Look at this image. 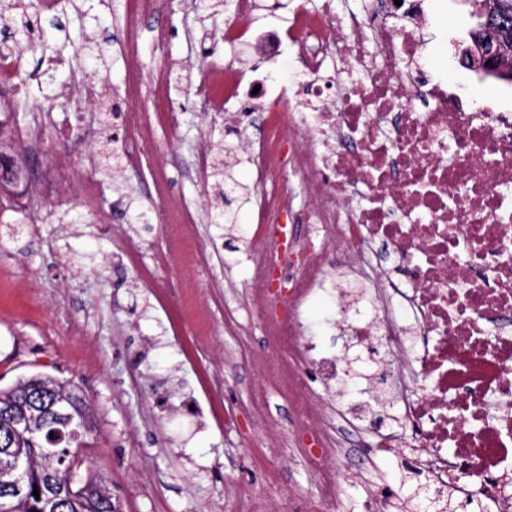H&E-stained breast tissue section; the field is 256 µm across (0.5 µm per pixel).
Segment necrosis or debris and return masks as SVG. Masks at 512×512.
Masks as SVG:
<instances>
[{
	"mask_svg": "<svg viewBox=\"0 0 512 512\" xmlns=\"http://www.w3.org/2000/svg\"><path fill=\"white\" fill-rule=\"evenodd\" d=\"M233 3L223 44L286 48L302 74L283 84L224 64L219 46L203 40L212 65L192 93L204 112L232 115L250 98L276 115L261 141L243 146L256 186L253 312L267 339L252 409L262 413L273 393L295 403L316 484L308 512H335L341 485L327 407L304 393L300 369L316 367L331 385L350 371L343 355L304 341L302 311L333 256L353 270L377 243L386 254L380 290L342 325L354 344L395 350L394 367L377 370V408L399 407L403 430L380 437L368 455L408 454L432 497L486 499L512 512V112L489 103L472 112L442 85L418 83L415 0L388 8L366 0L343 16L335 0H300L287 24L268 29L253 24L257 0ZM72 77L74 125L60 126L52 107L16 100L0 112L23 114L10 123L18 151L52 131L92 168L98 158L86 145L100 131L101 88L81 70ZM117 124L136 133L121 151L126 168H139L155 149L149 112L121 110ZM292 177L309 202L305 241L285 222L282 185ZM72 178L58 161L50 181L0 182V203L49 219L69 209ZM169 218L179 238L156 265L207 267L206 248L188 258L179 243L195 229L194 207L177 205Z\"/></svg>",
	"mask_w": 512,
	"mask_h": 512,
	"instance_id": "4bbe7bcc",
	"label": "necrosis or debris"
}]
</instances>
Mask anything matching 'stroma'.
<instances>
[{"label":"stroma","instance_id":"1","mask_svg":"<svg viewBox=\"0 0 512 512\" xmlns=\"http://www.w3.org/2000/svg\"><path fill=\"white\" fill-rule=\"evenodd\" d=\"M425 46L421 71L430 82L449 89H467L474 106L495 94L512 102V83L481 74L463 64L459 46L470 42L472 21L464 0H420ZM225 12L203 13L190 0H164L154 16L131 20L125 0H64L58 12L42 17L43 36L36 52L24 55L25 70L47 65L55 57L68 61L44 86H31L30 102L52 104L59 124L69 122L63 98L72 86L69 65L99 79L102 104L123 103L129 65L120 43L122 29L139 28L137 65L144 81L159 72L172 76H204L210 59L188 51L191 30L205 29L216 42L224 40ZM166 24V46H156L152 31ZM172 110L177 130L157 123V164L167 172V193L198 206L202 219L183 247L194 252L209 247V272L195 276L191 266L172 272L155 268L151 287H143L137 268L113 255L118 238L127 233L142 246V264L153 266L166 250L173 232L166 224H139L137 209L163 206L162 198L146 187L147 171H124L122 185L137 197L129 206L101 169H85L72 156L75 185L97 181L105 205L95 214L82 213L79 204L41 224L31 236H0V389L35 372L68 380L91 406L95 430L86 452L106 479L120 512H236L233 498L245 488L265 506L281 512H305L315 483L305 472L299 446L268 455L264 430L250 412L252 392L264 376L252 361L266 338L252 321L249 336L233 340L224 334L221 317L233 310L250 318L253 298L250 269L255 260L248 242L225 235L214 222L212 180L197 172V152L224 142L228 126L223 117L200 111L193 95L172 90L156 112ZM190 282L192 296H184L177 281ZM168 311H161L159 296ZM205 298L210 320V343L196 344L197 324L185 316L178 332H171L168 315L178 314L195 297ZM305 337L320 348L348 351L338 322L336 296L320 293L304 307ZM220 376L224 387L215 396L226 410L238 413L235 430H225L209 416L189 417L184 406L203 401V376ZM136 435L138 447L127 445ZM341 512H362L370 490L378 485L397 494L392 512L408 508L412 474L406 461L393 455L359 464L361 435L342 434Z\"/></svg>","mask_w":512,"mask_h":512}]
</instances>
